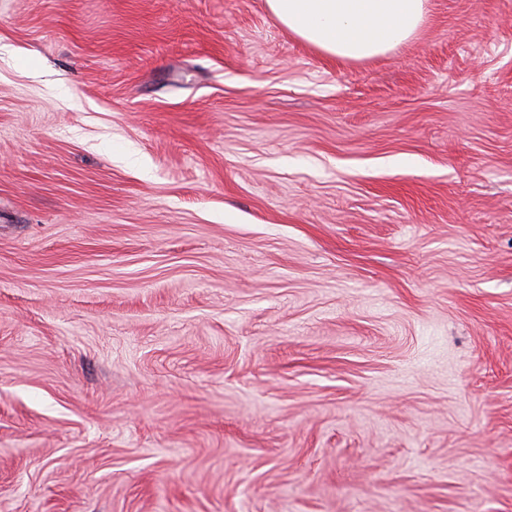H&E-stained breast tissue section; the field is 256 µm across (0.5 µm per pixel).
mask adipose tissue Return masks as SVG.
Returning a JSON list of instances; mask_svg holds the SVG:
<instances>
[{"label": "adipose tissue", "instance_id": "obj_1", "mask_svg": "<svg viewBox=\"0 0 512 512\" xmlns=\"http://www.w3.org/2000/svg\"><path fill=\"white\" fill-rule=\"evenodd\" d=\"M426 5L427 0H266L289 33L345 62L389 55L416 38Z\"/></svg>", "mask_w": 512, "mask_h": 512}]
</instances>
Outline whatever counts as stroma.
Masks as SVG:
<instances>
[{
    "label": "stroma",
    "instance_id": "35a3bbf8",
    "mask_svg": "<svg viewBox=\"0 0 512 512\" xmlns=\"http://www.w3.org/2000/svg\"><path fill=\"white\" fill-rule=\"evenodd\" d=\"M0 512H512V0H0ZM276 21L318 52L345 62L389 55L417 37L427 0H266Z\"/></svg>",
    "mask_w": 512,
    "mask_h": 512
}]
</instances>
